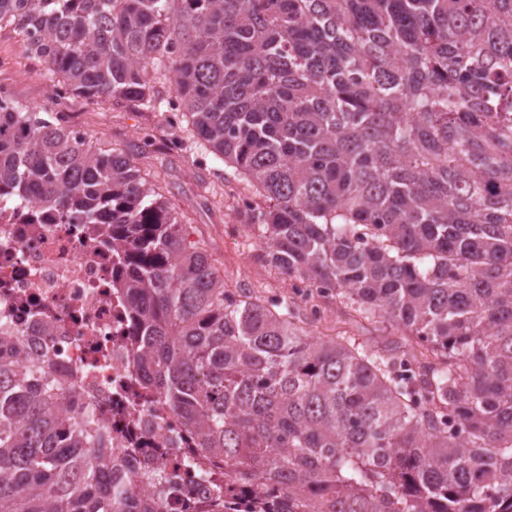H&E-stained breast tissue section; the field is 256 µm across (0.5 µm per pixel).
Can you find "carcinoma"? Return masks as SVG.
Instances as JSON below:
<instances>
[{
	"instance_id": "cac0c4a2",
	"label": "carcinoma",
	"mask_w": 512,
	"mask_h": 512,
	"mask_svg": "<svg viewBox=\"0 0 512 512\" xmlns=\"http://www.w3.org/2000/svg\"><path fill=\"white\" fill-rule=\"evenodd\" d=\"M64 95L153 111L247 185L291 281L401 340L311 336L224 288L120 148L0 95V200L123 252L145 387L254 512H512V0H0ZM0 329V512H168Z\"/></svg>"
}]
</instances>
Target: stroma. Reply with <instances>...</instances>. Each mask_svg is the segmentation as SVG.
<instances>
[{
  "mask_svg": "<svg viewBox=\"0 0 512 512\" xmlns=\"http://www.w3.org/2000/svg\"><path fill=\"white\" fill-rule=\"evenodd\" d=\"M0 89L16 104L64 113L68 126L83 131L93 146L130 151L137 168L175 208L190 240L207 250L226 288L245 285L266 296L290 294L288 278L260 259L258 240L230 209L223 164L209 155L166 149L167 141L182 137L184 122H170L163 110L132 112L76 96L57 98L44 63L32 54L25 35L11 25L0 27ZM319 305L321 322L307 326L314 335L344 331L368 341L388 336L382 325L344 314L334 300L323 299Z\"/></svg>",
  "mask_w": 512,
  "mask_h": 512,
  "instance_id": "35a3bbf8",
  "label": "stroma"
}]
</instances>
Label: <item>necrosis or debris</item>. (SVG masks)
I'll return each instance as SVG.
<instances>
[{"instance_id": "obj_1", "label": "necrosis or debris", "mask_w": 512, "mask_h": 512, "mask_svg": "<svg viewBox=\"0 0 512 512\" xmlns=\"http://www.w3.org/2000/svg\"><path fill=\"white\" fill-rule=\"evenodd\" d=\"M121 259L97 225L33 202H0V328L62 374L63 410H86L113 447L132 449L130 473L177 474L170 512H214L207 482L179 471L193 445L183 421L137 383L126 301L112 288Z\"/></svg>"}]
</instances>
